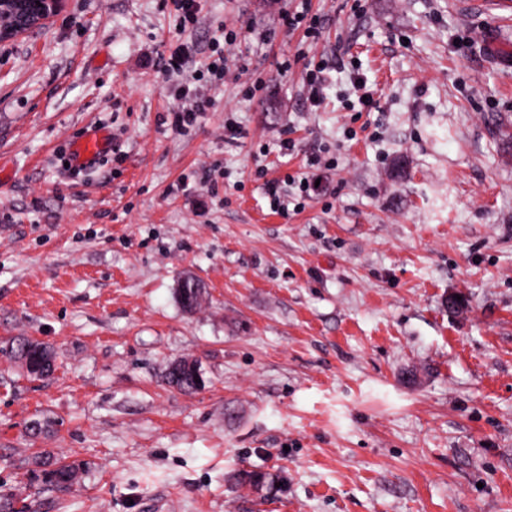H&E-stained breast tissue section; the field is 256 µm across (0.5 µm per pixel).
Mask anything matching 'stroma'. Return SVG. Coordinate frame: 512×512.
<instances>
[{
    "label": "stroma",
    "instance_id": "stroma-1",
    "mask_svg": "<svg viewBox=\"0 0 512 512\" xmlns=\"http://www.w3.org/2000/svg\"><path fill=\"white\" fill-rule=\"evenodd\" d=\"M196 4L184 29L171 0H61L0 42V339L59 355L46 381L0 358V481L35 512H512V0H311L314 45L288 0ZM224 25L264 88L215 83L176 133L164 61ZM300 50L332 66L316 107ZM90 125L116 145L66 172ZM320 150L324 191L273 213ZM45 451L70 493L15 473ZM302 8L300 11H288L285 13V22L288 30H295L299 28L304 29L306 38L315 41L319 37V18L316 14L310 13V7L308 0L300 1ZM306 7H303V5ZM166 377L172 387L183 393H194L204 384L198 364L189 359L172 362L168 367ZM196 379H200V382H196Z\"/></svg>",
    "mask_w": 512,
    "mask_h": 512
}]
</instances>
